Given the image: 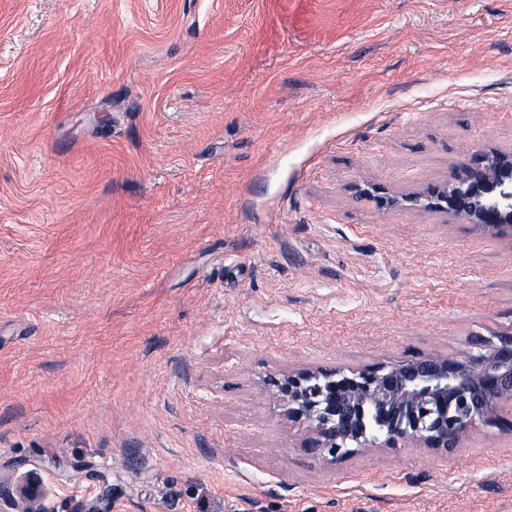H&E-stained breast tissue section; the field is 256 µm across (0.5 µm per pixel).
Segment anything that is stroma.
<instances>
[{"instance_id": "stroma-1", "label": "stroma", "mask_w": 512, "mask_h": 512, "mask_svg": "<svg viewBox=\"0 0 512 512\" xmlns=\"http://www.w3.org/2000/svg\"><path fill=\"white\" fill-rule=\"evenodd\" d=\"M494 150L512 0H0V472L52 512H512V430L331 462L264 385L512 333V230L355 194Z\"/></svg>"}]
</instances>
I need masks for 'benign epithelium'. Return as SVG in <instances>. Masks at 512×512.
Returning <instances> with one entry per match:
<instances>
[{
	"mask_svg": "<svg viewBox=\"0 0 512 512\" xmlns=\"http://www.w3.org/2000/svg\"><path fill=\"white\" fill-rule=\"evenodd\" d=\"M415 206L442 210L488 230L512 225V152L476 157L465 171ZM461 355L433 356L346 374L306 371L269 380L288 416L314 433L309 448L331 458L358 448H393L404 439L451 451L482 422L512 412V335L476 337ZM35 472L0 477V512H52Z\"/></svg>",
	"mask_w": 512,
	"mask_h": 512,
	"instance_id": "7a95c632",
	"label": "benign epithelium"
}]
</instances>
